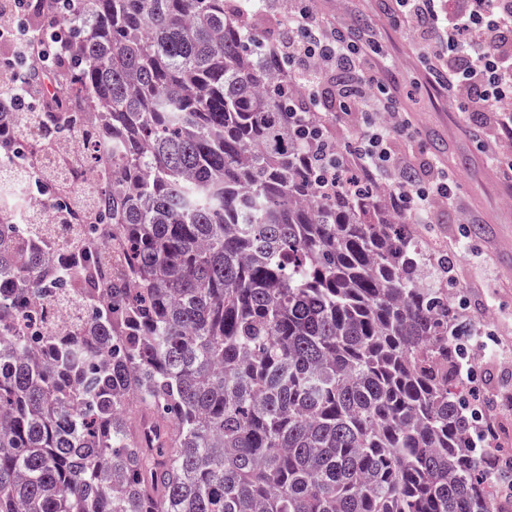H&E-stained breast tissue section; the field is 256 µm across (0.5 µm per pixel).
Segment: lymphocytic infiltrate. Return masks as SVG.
<instances>
[{"label":"lymphocytic infiltrate","mask_w":512,"mask_h":512,"mask_svg":"<svg viewBox=\"0 0 512 512\" xmlns=\"http://www.w3.org/2000/svg\"><path fill=\"white\" fill-rule=\"evenodd\" d=\"M310 0H295L283 25V37L275 47L289 57L295 74L303 78L306 98L321 108L326 97L346 100V115H359L361 132L354 154L361 168L390 187L416 223L430 221L433 202L454 203L456 183L446 174L427 179L415 177L410 167L390 148L392 133L407 125L405 112L391 96L375 97L370 90L379 77L368 54L334 27L317 21ZM403 23L431 31L427 45L436 63L440 84L450 99L478 106L491 140L512 141V0H396ZM11 55L25 56L28 65L9 70L0 64L18 94L15 111H28L30 103L63 108L59 94L49 93L32 64L45 49L32 31L0 32ZM350 74L352 82L342 91L328 93L323 78L329 71Z\"/></svg>","instance_id":"f902f5d3"}]
</instances>
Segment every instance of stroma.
I'll use <instances>...</instances> for the list:
<instances>
[{
    "label": "stroma",
    "mask_w": 512,
    "mask_h": 512,
    "mask_svg": "<svg viewBox=\"0 0 512 512\" xmlns=\"http://www.w3.org/2000/svg\"><path fill=\"white\" fill-rule=\"evenodd\" d=\"M317 20L343 31L369 29L381 52L374 61L381 84L409 119L393 134L394 151L409 155L419 177L437 160L456 180L454 205L436 206L431 221L415 227L420 248L454 259L448 300L460 309L482 354L469 364L468 388L497 400L488 415L496 428L494 453L512 455V174L489 160L483 117L449 100L424 57L428 36L397 24L395 0H313Z\"/></svg>",
    "instance_id": "stroma-1"
}]
</instances>
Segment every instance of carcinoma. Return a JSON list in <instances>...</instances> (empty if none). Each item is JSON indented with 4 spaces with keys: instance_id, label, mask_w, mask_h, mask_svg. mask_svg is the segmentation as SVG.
Listing matches in <instances>:
<instances>
[{
    "instance_id": "1",
    "label": "carcinoma",
    "mask_w": 512,
    "mask_h": 512,
    "mask_svg": "<svg viewBox=\"0 0 512 512\" xmlns=\"http://www.w3.org/2000/svg\"><path fill=\"white\" fill-rule=\"evenodd\" d=\"M258 7L67 0L70 111L0 100L11 182L53 183L21 122L61 152L94 129L90 191L62 198L102 219L0 193V512H502L465 319L421 278L449 284L448 254L341 176L351 147L311 149Z\"/></svg>"
}]
</instances>
